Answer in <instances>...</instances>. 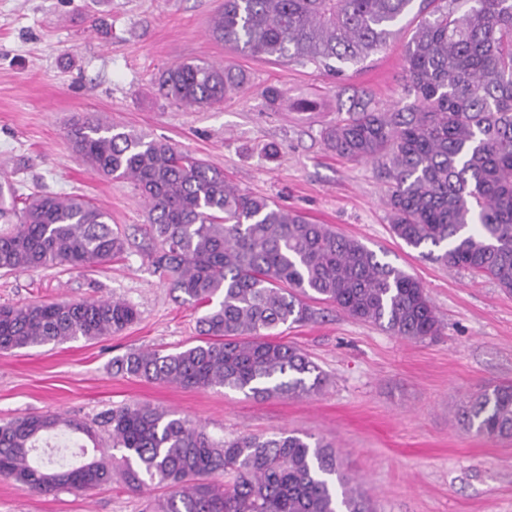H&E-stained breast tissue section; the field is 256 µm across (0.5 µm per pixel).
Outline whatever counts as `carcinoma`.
Here are the masks:
<instances>
[{
	"instance_id": "cac0c4a2",
	"label": "carcinoma",
	"mask_w": 512,
	"mask_h": 512,
	"mask_svg": "<svg viewBox=\"0 0 512 512\" xmlns=\"http://www.w3.org/2000/svg\"><path fill=\"white\" fill-rule=\"evenodd\" d=\"M419 2L403 70L414 102L378 109L359 100L322 129L325 147L382 168L392 190L393 235L425 257L495 280L512 292V0H224L211 36L228 49L313 63L344 75L380 51ZM465 6L459 10L457 4ZM226 64L181 62L159 77L164 97L204 108L243 89ZM76 158L104 177L130 180L149 214L154 272L182 303L203 308L200 343L176 353L132 351L116 371L184 389L222 387L255 399L299 398L325 378L274 330L315 319L310 301L410 340L442 323L422 283L328 224L239 192L220 168L165 139H150L92 114L73 120ZM110 214L79 195L31 194L18 206L0 188V270L85 269L123 252ZM138 311L120 299L0 305V352L119 333ZM488 438L512 437V383L484 388L460 410ZM106 423L123 454L126 487L163 489L150 512H372L336 448L308 436L253 434L216 441L199 423L146 404ZM87 432L56 414L0 424V477L39 493L86 492L112 483L108 449L77 466L33 456L52 432ZM232 474L219 484L216 476Z\"/></svg>"
}]
</instances>
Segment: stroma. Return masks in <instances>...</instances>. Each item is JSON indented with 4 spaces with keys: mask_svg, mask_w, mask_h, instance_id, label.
<instances>
[{
    "mask_svg": "<svg viewBox=\"0 0 512 512\" xmlns=\"http://www.w3.org/2000/svg\"><path fill=\"white\" fill-rule=\"evenodd\" d=\"M224 0H0V179L23 193L79 194L104 208L125 252L84 270L63 266L0 272V305L114 298L137 321L99 340L0 352V423L58 413L87 426L61 432L93 455L108 446V410L150 404L201 423L214 439L310 434L335 445L345 471L376 512H512V438L467 430L458 412L481 389L512 382V293L420 257L389 229L387 178L371 163L328 151L322 129L357 95L376 105L404 101L403 58L416 25L405 17L390 42L336 79L312 64L236 54L209 34ZM196 60L230 63L240 92L201 109L166 100L158 76ZM274 85L280 107L262 91ZM313 111L300 109L301 102ZM163 138L224 171L239 190L354 237L418 277L440 318V336L405 340L318 304L315 321L280 338L309 354L326 378L318 394L257 400L224 389H183L116 373L134 350L175 353L196 344L200 310L177 300L147 255L148 213L133 185L81 164L65 138L75 115ZM276 156H269V149ZM151 491L120 480L89 493L39 494L0 478V512H143Z\"/></svg>",
    "mask_w": 512,
    "mask_h": 512,
    "instance_id": "stroma-1",
    "label": "stroma"
}]
</instances>
